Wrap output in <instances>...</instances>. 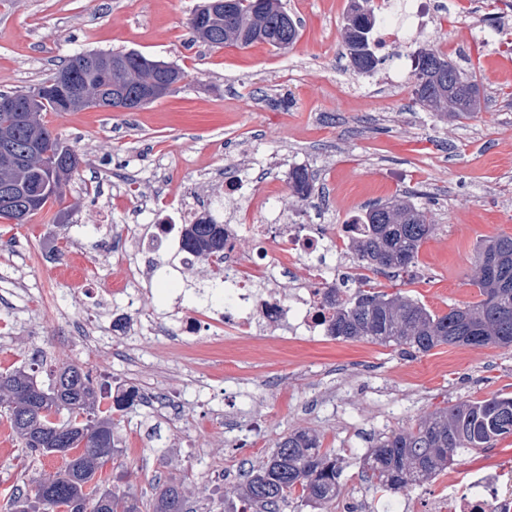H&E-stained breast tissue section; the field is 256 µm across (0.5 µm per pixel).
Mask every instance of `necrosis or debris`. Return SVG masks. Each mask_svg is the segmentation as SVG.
Listing matches in <instances>:
<instances>
[{
    "label": "necrosis or debris",
    "instance_id": "4bbe7bcc",
    "mask_svg": "<svg viewBox=\"0 0 512 512\" xmlns=\"http://www.w3.org/2000/svg\"><path fill=\"white\" fill-rule=\"evenodd\" d=\"M383 34L382 43L397 44L422 25L430 5L417 0L411 10L394 12L392 0H378ZM253 188L243 180H227L214 194L209 206L191 207L183 200L167 198L155 206L173 215L170 224L155 225L151 235L140 242L142 251L162 245L180 248L183 269H191L196 254L182 250L184 225L213 220L224 225V312L222 317L204 323L183 320L180 330L193 336L200 331L224 329L238 336H256L262 331L283 328L294 336L322 335L326 332L327 310L323 303L324 288L343 255L335 240L336 230L327 224H291L280 214L270 215L268 223L244 226L224 220V206L253 195ZM249 233L261 243L265 264L266 288H257L253 280L243 276V269L254 264L252 255L240 253L235 244L242 233ZM287 276L297 282L292 298H284L273 283ZM447 495L435 502L432 512H512V485L501 482L494 473L455 472L445 476Z\"/></svg>",
    "mask_w": 512,
    "mask_h": 512
}]
</instances>
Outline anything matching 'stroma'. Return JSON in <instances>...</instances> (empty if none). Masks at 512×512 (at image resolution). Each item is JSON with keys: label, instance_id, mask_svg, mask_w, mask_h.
<instances>
[{"label": "stroma", "instance_id": "35a3bbf8", "mask_svg": "<svg viewBox=\"0 0 512 512\" xmlns=\"http://www.w3.org/2000/svg\"><path fill=\"white\" fill-rule=\"evenodd\" d=\"M202 2L0 0V91L37 87L90 51H136L185 72L135 112L44 113L80 164L62 200L29 223L0 219V372L31 368L46 385L74 362L112 395H145L122 416L123 453L103 470L116 493L146 502L176 480L194 512H238L243 472L306 430L340 457V492L316 508L290 500L281 512H342L348 497H374L361 468L377 438L439 407L512 395V349L440 346L412 357L393 344L274 329L181 335L182 318L219 308L207 259L180 273L172 252L144 253L147 272L130 282L117 256L161 223L153 200L204 204L231 173L295 224L317 223L323 208L330 223L348 224L367 205L412 200L436 229L412 272L378 275L381 290L437 312L479 301L473 257L485 239L512 235V11L491 21L492 0H430L411 36L406 58L439 49L479 84L481 112L456 121L416 103L411 69L385 50L372 72L353 71L342 47L348 0H281L300 22L284 52L195 41L189 22ZM296 167L324 198L293 194ZM115 280L139 299L128 328L116 320L122 300L97 293ZM6 411L0 402V508L62 465L27 457ZM452 468L512 481V436L457 453Z\"/></svg>", "mask_w": 512, "mask_h": 512}]
</instances>
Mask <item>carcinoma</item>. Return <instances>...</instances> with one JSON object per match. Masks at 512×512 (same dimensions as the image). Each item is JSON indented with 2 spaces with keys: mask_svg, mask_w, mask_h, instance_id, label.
I'll list each match as a JSON object with an SVG mask.
<instances>
[{
  "mask_svg": "<svg viewBox=\"0 0 512 512\" xmlns=\"http://www.w3.org/2000/svg\"><path fill=\"white\" fill-rule=\"evenodd\" d=\"M288 12L279 0H229L228 10L201 31L192 29L193 38L211 47L232 45L246 48L265 43L278 50L291 48L298 38L297 23L286 21ZM374 10L369 0H349L344 26L343 48L354 71L368 72L376 67L377 41ZM82 55H76L59 68L74 71L90 90L102 96L112 85L124 80L120 73L103 75L83 69ZM163 62L147 57L128 81V90L137 83L157 78ZM476 84L448 55L437 49H422L414 55V96L430 112L450 118L468 119L481 111V99H464L458 91ZM41 101L30 125H20L17 113L0 111V186L27 177L9 159L29 151L31 137L46 135L45 150L54 151L59 143L43 122L44 112H70L72 105L52 78L36 88ZM293 193L302 200L315 193L313 176L303 168L288 174ZM49 200L30 210L22 196L0 202V218L26 224L41 213ZM355 223L363 225L357 236L347 238V247L364 268L381 272H406L417 260L419 250L435 230L427 211L406 200H397L365 209ZM183 248L199 257L224 254V225L211 220L185 225ZM472 282L480 299L473 304L451 305L448 312L436 314L424 304L400 292L374 290L371 278H359L353 293L341 301L328 303L327 334L335 339L366 340L396 344L415 354H427L440 346L498 347L512 349V236L499 235L486 240L474 261ZM19 386L29 388L30 399L11 398L10 427L28 454L56 455L63 466L50 478L42 494L20 492L7 501L9 512H57L65 506L72 512H98L97 499L112 496L110 512H188L181 485L169 482L155 492L149 503L118 495L98 477L104 461H96V442L117 448L120 420L114 414L142 400L124 393L113 406L102 407V389L91 373L77 363H65L54 372L53 383L38 384L24 368L0 373V393H12ZM67 417L60 418L61 414ZM512 434V396L493 395L438 408L415 425L377 440L366 456L362 481L373 491H398L422 483L448 469L460 449L491 447L499 438ZM343 473L336 454L322 448L320 439L305 431L288 433L273 452L242 475L238 488L240 512H280L285 500L295 494L303 502L324 505L335 499Z\"/></svg>",
  "mask_w": 512,
  "mask_h": 512,
  "instance_id": "cac0c4a2",
  "label": "carcinoma"
}]
</instances>
